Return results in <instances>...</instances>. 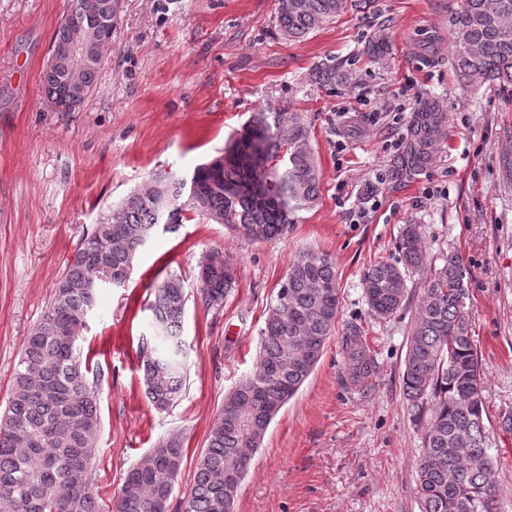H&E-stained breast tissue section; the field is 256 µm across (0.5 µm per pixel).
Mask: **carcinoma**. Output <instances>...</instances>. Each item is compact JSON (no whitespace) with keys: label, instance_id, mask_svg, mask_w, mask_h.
Masks as SVG:
<instances>
[{"label":"carcinoma","instance_id":"obj_1","mask_svg":"<svg viewBox=\"0 0 512 512\" xmlns=\"http://www.w3.org/2000/svg\"><path fill=\"white\" fill-rule=\"evenodd\" d=\"M110 0H93L88 27H108ZM348 0H278L281 34L298 41L335 19ZM456 71L471 87H512V0H463L448 19ZM46 96L61 104L69 86L55 65L44 74ZM448 138L446 112L434 98L412 110L391 179L411 182L434 163ZM302 114L287 108L260 110L224 148V166L199 164L192 197H171L180 221L194 217L253 241L284 234L297 212L313 208L320 193L316 157ZM266 178V191L251 185ZM173 181L152 176L110 209L112 219L84 235L57 282L54 300L27 336L13 369L8 405L0 416V512H102L91 485V460L100 434L97 386L102 374L87 377L78 340L96 301L97 281L106 272L132 273L141 238L160 224L155 200ZM398 258L366 269L362 286L374 316L388 319L405 304L407 276L425 269L430 277L407 341L404 388L411 405L432 402L425 453L416 471L422 512H495L494 460L484 424L486 397L481 359L472 344L466 311V269L455 253L432 264L419 224L403 225ZM199 291L205 303L221 307L235 280V267L215 251L201 264ZM287 294L277 293L261 328L254 372L224 398L201 454L195 484L177 512H227L240 486L230 475L250 464L279 410L314 371L339 317L336 267L322 252L299 254L285 276ZM186 284L171 274L148 308L159 350L141 342L145 395L157 408L174 406L187 379L182 321ZM346 366L355 380L371 371L356 341L347 347ZM184 448L177 438L162 442L130 468L114 512H168Z\"/></svg>","mask_w":512,"mask_h":512}]
</instances>
